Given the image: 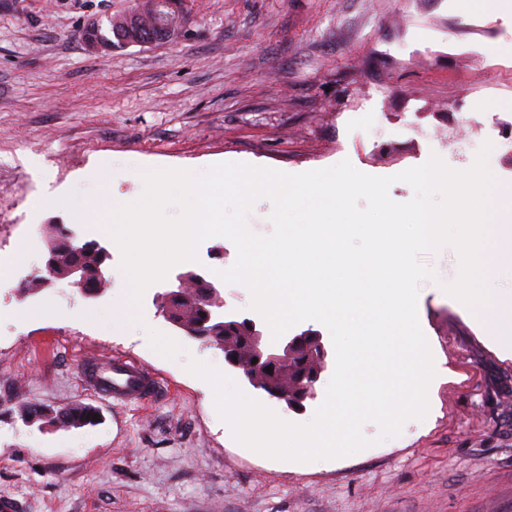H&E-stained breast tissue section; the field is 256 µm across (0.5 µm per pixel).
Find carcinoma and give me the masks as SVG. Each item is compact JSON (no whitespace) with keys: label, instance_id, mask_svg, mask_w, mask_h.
<instances>
[{"label":"carcinoma","instance_id":"obj_1","mask_svg":"<svg viewBox=\"0 0 512 512\" xmlns=\"http://www.w3.org/2000/svg\"><path fill=\"white\" fill-rule=\"evenodd\" d=\"M182 0H173L170 7L163 10L164 17L158 18L149 9L132 10L114 14L108 18L109 34H101L107 46L123 45L134 42L171 41L180 36ZM68 241L72 248L61 247L57 255V274L66 278L67 269L73 263L81 264L92 272L100 263L101 251L97 248L98 241L91 240L77 244L75 238L65 225L55 228L54 241ZM22 416L28 421H43L60 428L92 423L91 413L95 408L83 402H74L59 409H43L28 404L20 406Z\"/></svg>","mask_w":512,"mask_h":512}]
</instances>
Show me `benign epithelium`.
I'll return each instance as SVG.
<instances>
[{"mask_svg":"<svg viewBox=\"0 0 512 512\" xmlns=\"http://www.w3.org/2000/svg\"><path fill=\"white\" fill-rule=\"evenodd\" d=\"M67 277L81 289L84 298L97 297L96 293L86 290L87 277L80 267H71ZM193 288L199 289L198 326L218 319L224 321V327L238 328L253 337L252 345L245 354L229 342H224V360L240 379L279 402L292 397L290 408L293 410L305 409V402L315 397L316 385L327 369V350L323 337L309 328L294 336L285 335L274 342L250 318L224 312L218 316L211 315L207 306L219 300L220 292L207 275L193 271L175 275L167 288L155 297V303L166 320L182 332L185 327L179 318L180 303L186 300ZM195 335L200 336L202 332H187L189 337ZM268 367L271 368L269 372L266 371Z\"/></svg>","mask_w":512,"mask_h":512,"instance_id":"1","label":"benign epithelium"}]
</instances>
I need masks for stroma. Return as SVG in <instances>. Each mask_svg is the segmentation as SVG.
I'll return each mask as SVG.
<instances>
[{
  "label": "stroma",
  "instance_id": "obj_1",
  "mask_svg": "<svg viewBox=\"0 0 512 512\" xmlns=\"http://www.w3.org/2000/svg\"><path fill=\"white\" fill-rule=\"evenodd\" d=\"M134 3L0 0V495L24 512H512V359L441 289L459 273L453 248L420 257L439 276L419 287L436 372L426 418L299 470L233 439L211 387L185 369L224 354L163 317L153 298L166 282L113 321L131 291L118 246L96 301L66 281L23 302L11 289L16 246L34 241L21 263L42 268L53 225L109 242L108 216L139 198L142 170L347 160L390 176L433 154L465 170L488 141L497 186L512 188L499 137L512 124V19L458 0H185L186 37L89 50L83 28ZM46 194L59 207H36ZM77 208L97 216L73 219ZM235 260L212 237L179 268ZM112 355L154 373L158 398L117 405L86 386L80 360ZM76 400L97 424L57 430L19 412Z\"/></svg>",
  "mask_w": 512,
  "mask_h": 512
}]
</instances>
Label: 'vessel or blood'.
Returning <instances> with one entry per match:
<instances>
[{
    "label": "vessel or blood",
    "instance_id": "1",
    "mask_svg": "<svg viewBox=\"0 0 512 512\" xmlns=\"http://www.w3.org/2000/svg\"><path fill=\"white\" fill-rule=\"evenodd\" d=\"M81 372L90 387L123 404L140 403L154 396L159 386L155 375L120 357L83 360Z\"/></svg>",
    "mask_w": 512,
    "mask_h": 512
}]
</instances>
